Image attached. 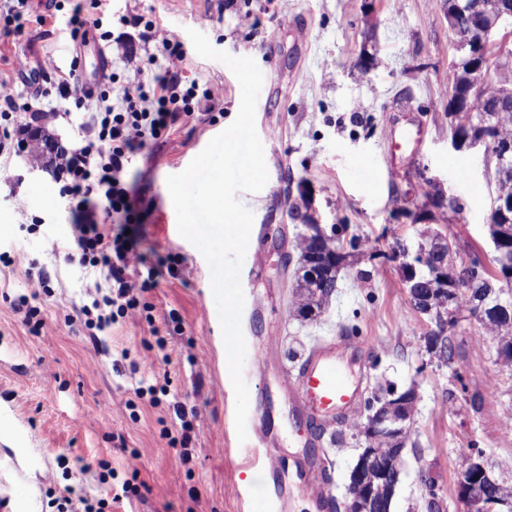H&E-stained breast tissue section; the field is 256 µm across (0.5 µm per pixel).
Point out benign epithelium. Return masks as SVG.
Returning <instances> with one entry per match:
<instances>
[{
	"instance_id": "benign-epithelium-1",
	"label": "benign epithelium",
	"mask_w": 512,
	"mask_h": 512,
	"mask_svg": "<svg viewBox=\"0 0 512 512\" xmlns=\"http://www.w3.org/2000/svg\"><path fill=\"white\" fill-rule=\"evenodd\" d=\"M467 11L471 14L473 22L468 33L456 39V46L463 53L462 59L469 64L470 80L475 86L480 78H485L490 73L488 65L491 59L512 54V0H498L495 3L493 21L489 20L488 6L479 0L468 5ZM450 146L457 152L481 149L487 163L494 164L497 182L512 179V168L506 163V156L512 151L511 144L504 143L495 147L484 136L463 134L455 123L450 132ZM509 214H512V194L496 192L489 215V227L497 228L501 218ZM436 244L439 245L440 258L430 272L431 288L427 290L419 287V265L429 249L422 243L414 248L404 240L397 241L395 245V257L400 260L403 288L408 297L416 299L420 309L428 315L433 314L436 298L439 297L444 304L451 305L459 294L465 292V287H472L475 284L473 280L463 283L453 274L452 268L448 267V258L457 254L455 242L439 234ZM477 267L485 274H490L488 278L485 275L479 277L478 281L482 287L488 289V292H493L496 287L503 290L512 285V264L504 262L500 267L493 268L479 260ZM446 332L447 327L441 326L426 337L428 351L444 363L447 362L448 348ZM393 398L397 411L386 414L375 412L371 415L366 428L370 435L385 439L388 447L374 448L369 445L362 449L348 475V486L360 488V497L374 503L379 512H391L397 476L391 473L390 461L404 450L415 394L406 392L395 394ZM487 480L494 482L497 477L491 474V465L485 455L477 454L472 457L468 478L457 484L459 496L479 505L481 512L492 509L491 504L483 503L482 488Z\"/></svg>"
}]
</instances>
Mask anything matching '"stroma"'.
Masks as SVG:
<instances>
[{"mask_svg":"<svg viewBox=\"0 0 512 512\" xmlns=\"http://www.w3.org/2000/svg\"><path fill=\"white\" fill-rule=\"evenodd\" d=\"M106 89L120 90L153 72L140 48L149 21L178 35L198 29L211 45L255 60L265 81L255 123L269 179L238 199L265 225V261L242 277L241 329L247 348L268 353L265 374H246L249 418L265 417L274 469L251 462L258 437L237 438L232 383L224 379V341L210 268L177 229L168 176L182 172L236 118L241 88L223 63L187 55V74L224 89V112L181 118L170 135L136 155L129 179L148 217L140 229L149 261L165 259L174 274L140 300L148 317L117 323L94 342L77 318L103 280L65 254L48 253L44 238L70 240L73 218L58 186L31 152L13 157L0 177V512H69L79 498H106L108 512H266V491L281 485L278 512H319L298 465L323 464L332 502L343 505L347 475L363 446L351 433L341 443H305L304 420L288 412L280 386L319 341L356 337L344 370L362 397L394 386L417 400L391 512H428L419 481H435L442 512H464L456 496L461 449L478 447L490 463L512 458V367L497 361L494 337L460 312L448 331L456 355L444 364L426 348L430 316L414 310L391 257L397 239L455 240L461 259L492 258L488 216L495 180L480 151L450 147L448 72L460 58L446 0H111ZM252 16L242 24V16ZM64 21L31 26L19 42L0 35V81L19 102L33 96L21 65L45 56L68 67ZM398 149H391V142ZM465 178H457L454 163ZM440 185L457 206L419 211ZM324 233L346 225L360 241L338 273L336 291L316 321L293 311L305 228L288 206L299 198ZM39 218L36 233L27 230ZM24 252L28 261L10 259ZM43 277L35 322L17 301ZM165 387L157 402L137 397L138 383ZM192 421L188 447L173 404ZM142 454L137 472L130 451ZM133 487L123 493V484Z\"/></svg>","mask_w":512,"mask_h":512,"instance_id":"1","label":"stroma"}]
</instances>
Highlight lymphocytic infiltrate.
Here are the masks:
<instances>
[{"instance_id":"f902f5d3","label":"lymphocytic infiltrate","mask_w":512,"mask_h":512,"mask_svg":"<svg viewBox=\"0 0 512 512\" xmlns=\"http://www.w3.org/2000/svg\"><path fill=\"white\" fill-rule=\"evenodd\" d=\"M142 42L160 55L162 74L132 81L115 94L80 91L73 72L62 71L51 57L40 70L46 87L30 101L18 102L13 89L0 82L1 169H8L26 142L28 128L17 123V112L30 113L35 122L46 118L41 100L48 90L84 113L88 137L82 146L57 148L52 177L76 220L69 259L98 269L108 284L107 295L82 308L86 325L101 332L118 320L141 316L140 294L155 287L158 276L136 247L134 231L144 223L145 212L137 207L128 178L135 151L157 143L180 115L212 112L224 101L223 88H202L187 79V51L172 30L148 23Z\"/></svg>"}]
</instances>
